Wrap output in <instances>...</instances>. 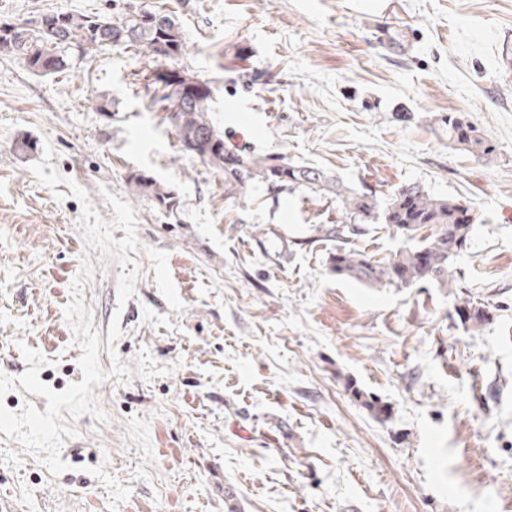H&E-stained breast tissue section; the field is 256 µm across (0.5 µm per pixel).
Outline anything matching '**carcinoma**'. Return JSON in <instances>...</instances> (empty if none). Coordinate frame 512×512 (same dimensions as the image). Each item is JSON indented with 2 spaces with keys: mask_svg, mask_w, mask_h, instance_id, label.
<instances>
[{
  "mask_svg": "<svg viewBox=\"0 0 512 512\" xmlns=\"http://www.w3.org/2000/svg\"><path fill=\"white\" fill-rule=\"evenodd\" d=\"M42 20V24L24 30L0 22V54L19 56L30 70L52 75L68 73L77 61L110 46L134 56L149 54L156 61V67L145 70L144 75L147 88L152 90L151 111L175 112L172 126L181 149L224 174V191L234 194L259 182L274 191L298 185L335 195L346 221L324 234L336 238V251L329 256V267L336 276L368 288H411L424 282L452 287L449 266L467 246L469 208L411 184L401 187L382 208L375 195L350 190L321 169L293 165L283 156L241 154L224 146V135L209 119V83L183 67L161 81L156 78V69L178 64L188 49L182 28L166 13L130 9L111 19L97 14L47 12ZM448 139L468 148L482 146L471 125L451 116ZM126 182L136 197L174 210V193L156 177L131 170ZM369 221L389 224L417 244L378 259L353 244L354 237L364 232L362 224ZM464 320L477 330L488 320V312L479 306L467 307Z\"/></svg>",
  "mask_w": 512,
  "mask_h": 512,
  "instance_id": "cac0c4a2",
  "label": "carcinoma"
}]
</instances>
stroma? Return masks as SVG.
Listing matches in <instances>:
<instances>
[{"mask_svg":"<svg viewBox=\"0 0 512 512\" xmlns=\"http://www.w3.org/2000/svg\"><path fill=\"white\" fill-rule=\"evenodd\" d=\"M132 4L180 23L225 143L382 201L408 184L459 201L469 244L448 288L336 277L335 197L226 194L149 110L147 56L39 76L0 55V499L512 512V0H0V22ZM452 115L485 149L449 141ZM134 169L177 211L133 195ZM354 244L412 242L373 224Z\"/></svg>","mask_w":512,"mask_h":512,"instance_id":"1","label":"stroma"}]
</instances>
